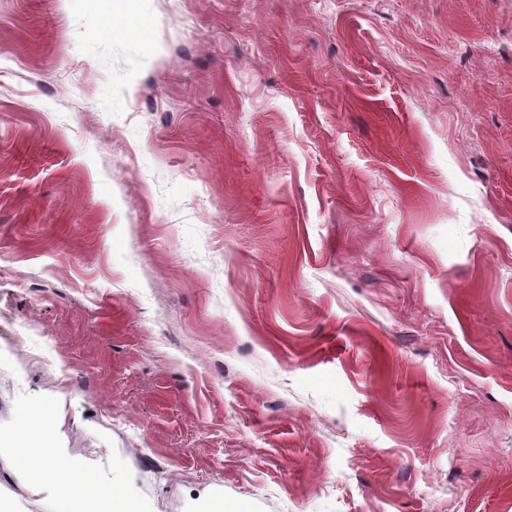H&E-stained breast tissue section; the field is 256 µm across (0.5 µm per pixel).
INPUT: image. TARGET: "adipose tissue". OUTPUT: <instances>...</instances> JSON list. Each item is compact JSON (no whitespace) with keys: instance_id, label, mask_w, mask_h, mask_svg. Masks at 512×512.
Instances as JSON below:
<instances>
[{"instance_id":"ef3b65f1","label":"adipose tissue","mask_w":512,"mask_h":512,"mask_svg":"<svg viewBox=\"0 0 512 512\" xmlns=\"http://www.w3.org/2000/svg\"><path fill=\"white\" fill-rule=\"evenodd\" d=\"M18 411L13 420L7 456L8 469L21 472L29 486L44 492L42 512H71L75 498L94 497L102 487H110L108 503L100 512H146L145 507L130 508L121 493L111 488V478L63 461L59 448L48 438L54 422L51 405L32 398L25 384L17 386Z\"/></svg>"}]
</instances>
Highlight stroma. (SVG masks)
Returning <instances> with one entry per match:
<instances>
[{"label": "stroma", "instance_id": "stroma-1", "mask_svg": "<svg viewBox=\"0 0 512 512\" xmlns=\"http://www.w3.org/2000/svg\"><path fill=\"white\" fill-rule=\"evenodd\" d=\"M20 376L152 512H512V0H0Z\"/></svg>", "mask_w": 512, "mask_h": 512}]
</instances>
